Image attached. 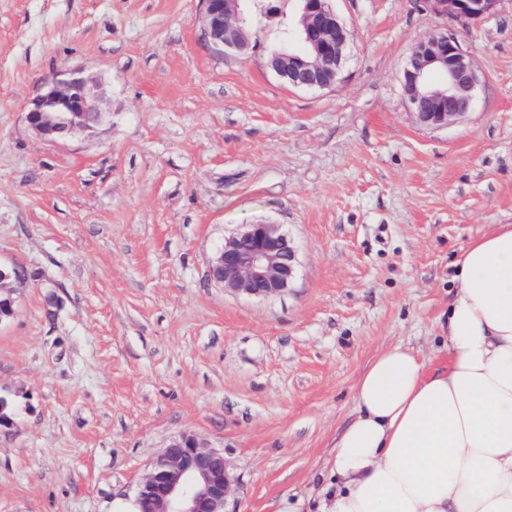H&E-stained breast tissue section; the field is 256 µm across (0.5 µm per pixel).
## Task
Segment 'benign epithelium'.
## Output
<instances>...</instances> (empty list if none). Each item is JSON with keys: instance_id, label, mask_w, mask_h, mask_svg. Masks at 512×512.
Wrapping results in <instances>:
<instances>
[{"instance_id": "benign-epithelium-1", "label": "benign epithelium", "mask_w": 512, "mask_h": 512, "mask_svg": "<svg viewBox=\"0 0 512 512\" xmlns=\"http://www.w3.org/2000/svg\"><path fill=\"white\" fill-rule=\"evenodd\" d=\"M202 40L216 57L252 55L256 42L246 33L248 0H200ZM288 27L310 44L300 58L284 49L268 52V68L286 85L330 89L342 72L348 30L329 0H297ZM429 10L461 25L494 12L500 0H427ZM408 109L424 127H444L465 114L474 98L477 75L459 38L445 32L422 38L403 69ZM106 110L96 82L78 70H66L43 83L25 110L28 126L50 141L90 135L104 123ZM297 254L281 225L243 224L224 239L210 278L247 297L270 298L293 283ZM26 279L14 268L0 287V303L13 306L17 285ZM237 479L224 449L193 432L171 437L147 465L137 484L139 512H229Z\"/></svg>"}]
</instances>
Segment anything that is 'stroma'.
I'll return each instance as SVG.
<instances>
[{"label":"stroma","mask_w":512,"mask_h":512,"mask_svg":"<svg viewBox=\"0 0 512 512\" xmlns=\"http://www.w3.org/2000/svg\"><path fill=\"white\" fill-rule=\"evenodd\" d=\"M330 4L345 66L303 90L266 65L291 0L245 60L204 48L199 0H0V265L29 273L0 323V512H115L183 431L223 449L237 512L311 505L372 358L403 344L446 364L453 263L512 224V0L465 27L422 0ZM446 30L478 86L427 128L402 71ZM69 68L111 118L42 139L26 106ZM262 221L295 244L293 285L225 291V237Z\"/></svg>","instance_id":"stroma-1"}]
</instances>
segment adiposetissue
Instances as JSON below:
<instances>
[{
	"instance_id": "ef3b65f1",
	"label": "adipose tissue",
	"mask_w": 512,
	"mask_h": 512,
	"mask_svg": "<svg viewBox=\"0 0 512 512\" xmlns=\"http://www.w3.org/2000/svg\"><path fill=\"white\" fill-rule=\"evenodd\" d=\"M455 267L447 364L401 344L374 356L316 512H512V224Z\"/></svg>"
}]
</instances>
